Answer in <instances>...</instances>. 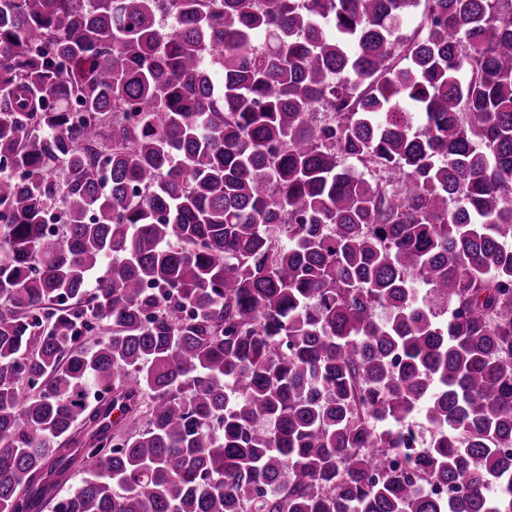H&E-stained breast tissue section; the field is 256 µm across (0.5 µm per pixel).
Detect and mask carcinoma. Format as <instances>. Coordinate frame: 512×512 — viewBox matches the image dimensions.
Wrapping results in <instances>:
<instances>
[{"label":"carcinoma","instance_id":"carcinoma-1","mask_svg":"<svg viewBox=\"0 0 512 512\" xmlns=\"http://www.w3.org/2000/svg\"><path fill=\"white\" fill-rule=\"evenodd\" d=\"M90 2L0 0V512H512V0Z\"/></svg>","mask_w":512,"mask_h":512}]
</instances>
